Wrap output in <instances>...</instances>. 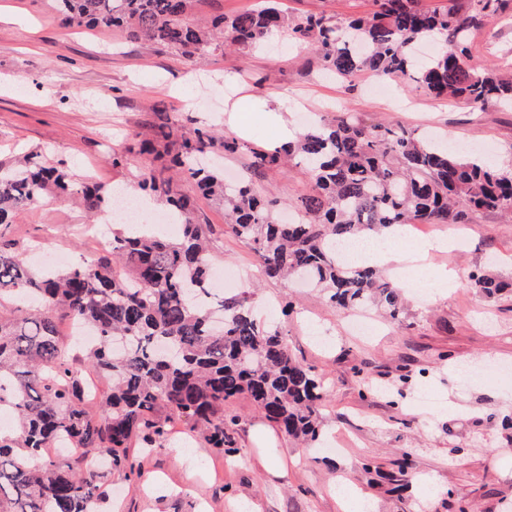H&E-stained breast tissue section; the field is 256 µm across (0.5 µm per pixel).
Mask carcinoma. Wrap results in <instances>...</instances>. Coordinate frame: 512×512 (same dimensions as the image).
Segmentation results:
<instances>
[{"mask_svg": "<svg viewBox=\"0 0 512 512\" xmlns=\"http://www.w3.org/2000/svg\"><path fill=\"white\" fill-rule=\"evenodd\" d=\"M373 2L375 11L345 25L324 14L291 20L278 0L207 25L187 18L191 0H54V16L68 27L121 30L188 58L253 51L281 31L309 46L336 77L387 76L476 109L512 99L511 79L464 63L475 16L497 11L499 0H472L474 14L466 16L452 7L425 11L419 0ZM138 148L171 156L167 165L145 166L138 187L170 206L177 237L114 231L107 249L64 271H35L25 254L0 242V409L14 415L13 430L0 431V512H97L112 472L136 473L133 443L161 446L177 420L201 431L210 447H230L227 428L236 419L224 417V405L241 396L287 436L318 440L324 380L295 358L277 323L258 316L255 286L227 295L211 287L213 228L197 218L183 178L224 207L232 233L255 253L258 277H299L334 308L377 302L393 318L398 285L373 268L343 263L336 244L393 225L467 224L481 210L512 215V168L345 113L270 150L207 126L165 122ZM217 151L248 154L254 172L290 163L305 169L313 194L293 205L301 219L278 221L275 202L249 181L226 184L224 169L206 162ZM50 191L79 200L92 217L112 208L106 185L79 183L60 164L0 166V225ZM471 282L486 297L512 288L486 275ZM70 319L94 331L87 366L112 382L94 413L63 350L58 326ZM59 444L106 464L63 466L47 454Z\"/></svg>", "mask_w": 512, "mask_h": 512, "instance_id": "1", "label": "carcinoma"}]
</instances>
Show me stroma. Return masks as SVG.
<instances>
[{"label":"stroma","instance_id":"obj_1","mask_svg":"<svg viewBox=\"0 0 512 512\" xmlns=\"http://www.w3.org/2000/svg\"><path fill=\"white\" fill-rule=\"evenodd\" d=\"M289 15L325 13L338 24L372 11V0H281ZM51 0H0V164L38 153L62 162L76 179L109 187L133 186L151 157L135 145L158 121L188 117L222 127L252 146L278 143L281 114L292 131L345 112L368 124L399 125L445 135L512 165V105L475 109L437 99L424 89L386 80V95L371 94L377 76L328 75L310 49L272 35L263 49L183 57L119 31L61 25ZM467 63L498 68L512 78V0L474 24ZM125 160L113 165L114 153ZM225 173L252 178L267 199L286 204L310 189L303 168L252 175L243 154L224 158ZM212 224L215 268L249 274L254 253L226 226L224 210L198 198ZM111 233L106 218L87 222L74 201L46 195L17 215L0 240L21 250L53 247L72 262L87 258L93 232ZM458 238L457 249L434 255L456 280L447 295L417 299L409 281L399 320L370 307L362 315L378 332L365 339L350 329L356 312L337 310L309 289L265 283L293 354L325 378L319 445L307 448L268 425L248 398L228 415L232 453L210 448L179 430L159 448H138L140 477L113 473L100 512H348L337 486L369 499L373 512H512V295L482 298L468 276L512 280V220L486 210L467 224H430L427 237ZM439 399L419 404L423 390ZM382 475L364 471L366 460ZM287 461L280 472L278 461Z\"/></svg>","mask_w":512,"mask_h":512}]
</instances>
